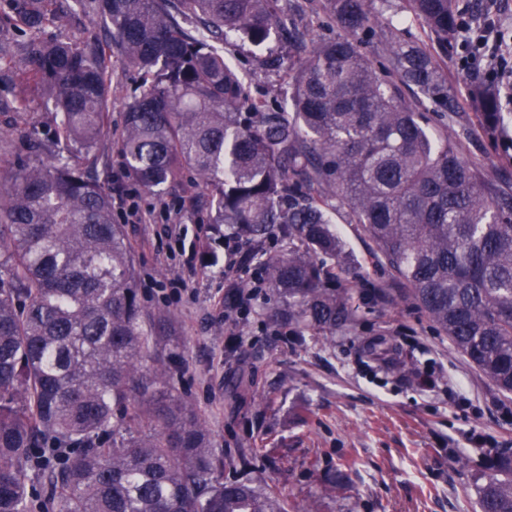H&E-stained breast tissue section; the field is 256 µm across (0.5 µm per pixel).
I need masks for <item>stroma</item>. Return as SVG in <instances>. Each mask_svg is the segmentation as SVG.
I'll use <instances>...</instances> for the list:
<instances>
[{
    "instance_id": "35a3bbf8",
    "label": "stroma",
    "mask_w": 512,
    "mask_h": 512,
    "mask_svg": "<svg viewBox=\"0 0 512 512\" xmlns=\"http://www.w3.org/2000/svg\"><path fill=\"white\" fill-rule=\"evenodd\" d=\"M278 5L282 15L301 16L312 39L340 33L317 0ZM373 7L402 39L431 42L403 0H374ZM47 34L81 46L105 38L89 10L73 12ZM283 51L275 37L262 47L234 37L224 45L225 57L257 94L282 105L289 101L283 73L261 61ZM458 51L451 44L440 59L456 115L434 117L427 100L419 109L432 113V133L458 134L463 157L511 188L512 164L476 119L481 82L458 67ZM137 84L133 69L113 62L108 188L123 171L118 143ZM23 93L20 82H0V130L18 143L31 135L50 139V115L39 96H29L26 113L14 111ZM136 201L140 222L129 223L120 211L114 217L125 226L145 309L175 320L174 383L210 431L216 455L235 461L247 454L289 504L316 499L321 512H478L476 474L488 456L512 450V395L503 396L404 299L400 285L377 266L374 242L344 212L332 218L352 269L361 287L380 295L363 306L357 329L297 336L272 322L276 302L267 289L228 313L232 284L254 279L256 264L243 261L234 246L214 243L204 222L209 200L191 172L160 192L139 191ZM370 342L379 344V355L367 354ZM349 460L354 467L344 487L328 493V472Z\"/></svg>"
}]
</instances>
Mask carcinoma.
<instances>
[{
	"label": "carcinoma",
	"mask_w": 512,
	"mask_h": 512,
	"mask_svg": "<svg viewBox=\"0 0 512 512\" xmlns=\"http://www.w3.org/2000/svg\"><path fill=\"white\" fill-rule=\"evenodd\" d=\"M102 19L109 42L81 48L45 30L57 0H4L0 78L28 59L55 114L52 139L12 149L0 130V512H31L36 467L58 512H290L251 477L224 475V458L178 392L157 346L168 313L149 315L112 194L94 168L109 138L112 57L135 70L119 150L129 179L159 192L189 167L209 192L210 224L251 249L288 242L256 280L277 298L274 322L325 336L353 326L368 297L347 280L348 255L331 212L346 210L377 247L404 296L503 393H512V190L488 182L457 142L436 137L403 90L453 107L447 73L423 42L401 39L370 0H319L343 34L288 61L292 111L254 97L218 44L253 45L283 23L277 0H74ZM446 52L462 32L453 0H404ZM384 29L389 84L361 50ZM486 136L509 114L479 93ZM67 147L74 160L59 162ZM83 452L71 458L67 450ZM480 512H512V452L476 476Z\"/></svg>",
	"instance_id": "cac0c4a2"
}]
</instances>
